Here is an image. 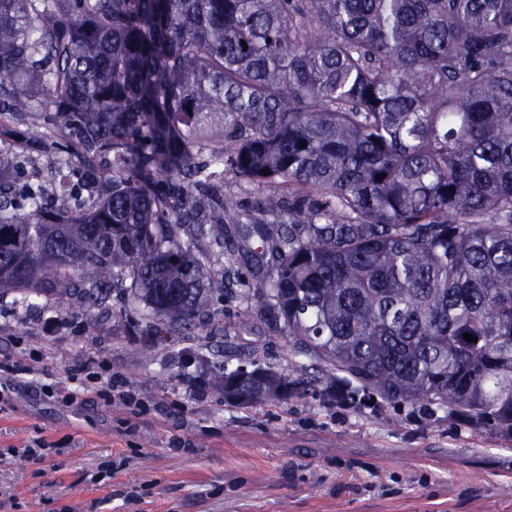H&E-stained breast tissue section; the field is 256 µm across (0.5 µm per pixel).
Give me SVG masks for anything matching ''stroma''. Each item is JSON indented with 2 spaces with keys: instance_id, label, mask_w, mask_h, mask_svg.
Instances as JSON below:
<instances>
[{
  "instance_id": "35a3bbf8",
  "label": "stroma",
  "mask_w": 512,
  "mask_h": 512,
  "mask_svg": "<svg viewBox=\"0 0 512 512\" xmlns=\"http://www.w3.org/2000/svg\"><path fill=\"white\" fill-rule=\"evenodd\" d=\"M100 382L140 404L108 403ZM0 512H512V446L419 405L378 410L336 402L327 372L270 317L226 294L204 325L153 336L132 328L123 295L107 311L0 297ZM306 394L225 404L219 368L288 376ZM51 448L25 453L34 440Z\"/></svg>"
}]
</instances>
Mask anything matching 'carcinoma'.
I'll return each instance as SVG.
<instances>
[{
	"instance_id": "cac0c4a2",
	"label": "carcinoma",
	"mask_w": 512,
	"mask_h": 512,
	"mask_svg": "<svg viewBox=\"0 0 512 512\" xmlns=\"http://www.w3.org/2000/svg\"><path fill=\"white\" fill-rule=\"evenodd\" d=\"M37 100L69 160L44 196L0 150V295L128 281L174 336L237 251L337 400L512 443V0H0V125ZM239 376L224 402L297 392Z\"/></svg>"
}]
</instances>
